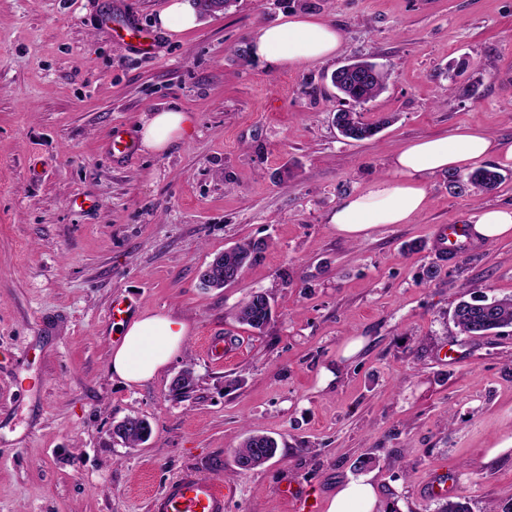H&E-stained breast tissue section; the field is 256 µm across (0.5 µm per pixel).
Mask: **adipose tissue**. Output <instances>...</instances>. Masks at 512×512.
<instances>
[{
	"mask_svg": "<svg viewBox=\"0 0 512 512\" xmlns=\"http://www.w3.org/2000/svg\"><path fill=\"white\" fill-rule=\"evenodd\" d=\"M342 34L334 25L307 15L259 27L251 41L254 58L268 69L324 62L337 56ZM191 127V118L174 110L155 111L139 128V143L163 152ZM488 163L512 166V140L493 137L478 127L419 139L404 146L391 160L392 175L374 181L365 191L344 197L329 215L336 232L358 240L380 225L407 224L425 207L427 178ZM472 236L491 241L512 235V207L487 206L471 220ZM187 334L184 321L165 315H145L122 327V338L109 363L112 375L129 385L152 380L181 350ZM377 491L369 477L346 482L330 499L327 512H374Z\"/></svg>",
	"mask_w": 512,
	"mask_h": 512,
	"instance_id": "ef3b65f1",
	"label": "adipose tissue"
}]
</instances>
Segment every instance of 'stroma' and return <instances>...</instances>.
I'll list each match as a JSON object with an SVG mask.
<instances>
[{
  "label": "stroma",
  "mask_w": 512,
  "mask_h": 512,
  "mask_svg": "<svg viewBox=\"0 0 512 512\" xmlns=\"http://www.w3.org/2000/svg\"><path fill=\"white\" fill-rule=\"evenodd\" d=\"M167 2L0 0V512H151L188 468L231 489L226 512H297L287 485L326 512L364 475L383 507L436 512L424 486L440 471L470 512H506L512 335H461L453 312L463 298L512 297V236L453 260L435 245L439 225L511 207L512 168L480 198L433 175L411 223L357 241L326 217L390 175L410 141L463 125L512 139V0H234L162 32L151 57L99 27L110 12L155 29ZM292 13L341 30L336 58L273 71L252 57L254 31ZM355 57L388 73L364 119H391L360 142L334 124L349 103L330 81ZM162 110L190 114L191 131L161 153L110 154L113 129L136 136ZM245 239L267 241L262 259L202 288L200 270ZM433 264L439 276L424 280ZM269 287L274 319L260 334L235 313ZM119 295L129 319L188 327L139 386L109 371ZM211 336L236 355L209 360ZM188 367L193 391L173 396ZM134 415L152 435L128 448L110 432ZM250 429L276 439V456L226 471Z\"/></svg>",
  "instance_id": "1"
}]
</instances>
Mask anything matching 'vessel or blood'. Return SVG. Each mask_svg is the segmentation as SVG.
Here are the masks:
<instances>
[{
    "instance_id": "b4317fda",
    "label": "vessel or blood",
    "mask_w": 512,
    "mask_h": 512,
    "mask_svg": "<svg viewBox=\"0 0 512 512\" xmlns=\"http://www.w3.org/2000/svg\"><path fill=\"white\" fill-rule=\"evenodd\" d=\"M123 28L134 39L137 51L150 54L158 47L153 33H146L136 22L127 20ZM230 489L220 487L210 476L189 469L172 479L152 501V512H224Z\"/></svg>"
}]
</instances>
